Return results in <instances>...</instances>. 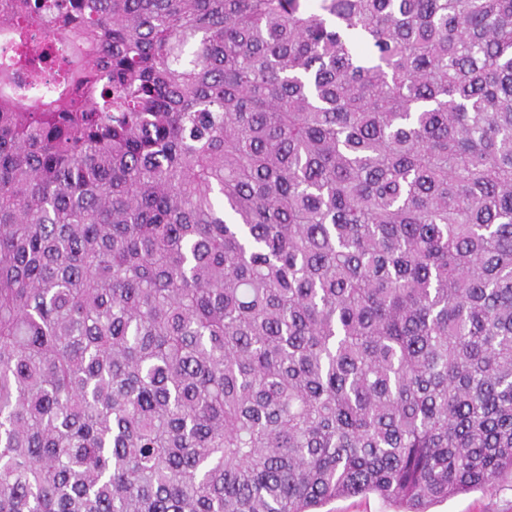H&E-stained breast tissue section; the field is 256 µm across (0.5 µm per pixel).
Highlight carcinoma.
I'll return each mask as SVG.
<instances>
[{
  "label": "carcinoma",
  "mask_w": 512,
  "mask_h": 512,
  "mask_svg": "<svg viewBox=\"0 0 512 512\" xmlns=\"http://www.w3.org/2000/svg\"><path fill=\"white\" fill-rule=\"evenodd\" d=\"M0 32V512L512 477V0H0Z\"/></svg>",
  "instance_id": "obj_1"
}]
</instances>
